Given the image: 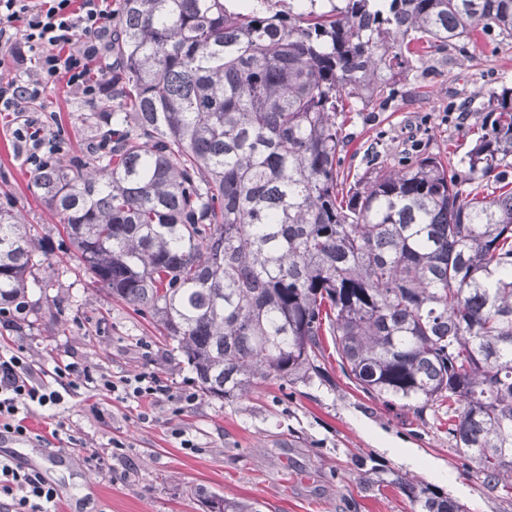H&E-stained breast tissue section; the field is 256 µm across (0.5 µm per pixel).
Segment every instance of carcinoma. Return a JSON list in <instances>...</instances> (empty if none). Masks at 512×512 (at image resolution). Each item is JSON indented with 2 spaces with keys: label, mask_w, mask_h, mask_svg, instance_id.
<instances>
[{
  "label": "carcinoma",
  "mask_w": 512,
  "mask_h": 512,
  "mask_svg": "<svg viewBox=\"0 0 512 512\" xmlns=\"http://www.w3.org/2000/svg\"><path fill=\"white\" fill-rule=\"evenodd\" d=\"M119 0L107 144L30 188L108 297L149 317L207 398L322 375L328 348L386 406L448 415L483 483L512 489V88L464 166L438 154L338 181L339 116L460 39L512 38V0ZM496 174L499 192L475 180ZM36 229L0 205V311ZM414 512H466L389 480ZM220 512H259L207 496Z\"/></svg>",
  "instance_id": "obj_1"
}]
</instances>
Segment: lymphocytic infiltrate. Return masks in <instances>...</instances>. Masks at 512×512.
<instances>
[{"label":"lymphocytic infiltrate","mask_w":512,"mask_h":512,"mask_svg":"<svg viewBox=\"0 0 512 512\" xmlns=\"http://www.w3.org/2000/svg\"><path fill=\"white\" fill-rule=\"evenodd\" d=\"M112 29L109 0H0V68L15 76L0 81V112L26 113L45 89L58 80L87 101L97 100L111 77L93 80L89 64L108 49ZM36 61V79H26L27 64ZM56 387L36 380L23 349L0 344V431L19 439L30 436L27 419L38 408L58 405L62 390L87 386L104 394L122 392L134 403L156 402L165 388L152 373L116 383L88 366L58 368ZM0 494L11 499L12 512H51L58 499L36 473L0 460Z\"/></svg>","instance_id":"1"}]
</instances>
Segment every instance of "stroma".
<instances>
[{"label": "stroma", "mask_w": 512, "mask_h": 512, "mask_svg": "<svg viewBox=\"0 0 512 512\" xmlns=\"http://www.w3.org/2000/svg\"><path fill=\"white\" fill-rule=\"evenodd\" d=\"M502 87L512 88V39L449 48L398 82L386 104L346 113L341 172L363 176L375 142L391 159L464 157L478 137L488 90ZM111 103L108 96L85 102L61 81L30 109L59 155L85 161L98 141L95 115ZM461 111L467 121L455 120ZM18 124L16 113L0 112V204L11 201L22 223L35 226L49 261L31 270L21 318L0 317V341L23 348L35 377L48 384L57 365L77 362L115 382L154 373L166 394L144 419L116 395L79 389L57 417L80 430L83 447L60 446L49 418L38 413L27 420L35 438L22 447L0 442V455L54 476L63 495L82 492L87 512H209L207 492L258 502L262 512H412L390 483L395 474L427 481L467 512H512V490L486 487L445 428L369 398L337 355L327 358L323 380L260 382L230 401L201 395L191 368L158 330L97 289L58 216L29 191L35 168L15 136ZM189 394L193 402L177 406ZM181 431L194 448L181 447ZM113 439L124 442L123 451L112 452ZM92 452L100 462L94 471L85 462Z\"/></svg>", "instance_id": "35a3bbf8"}]
</instances>
